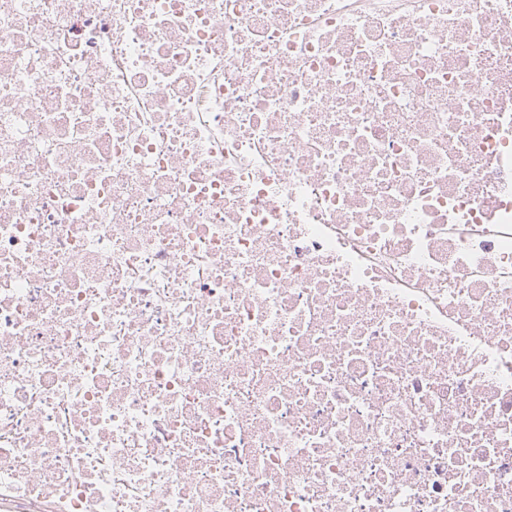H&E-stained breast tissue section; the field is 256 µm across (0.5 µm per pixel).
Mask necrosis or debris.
Masks as SVG:
<instances>
[{
	"instance_id": "4bbe7bcc",
	"label": "necrosis or debris",
	"mask_w": 512,
	"mask_h": 512,
	"mask_svg": "<svg viewBox=\"0 0 512 512\" xmlns=\"http://www.w3.org/2000/svg\"><path fill=\"white\" fill-rule=\"evenodd\" d=\"M0 512H512V0H0Z\"/></svg>"
}]
</instances>
